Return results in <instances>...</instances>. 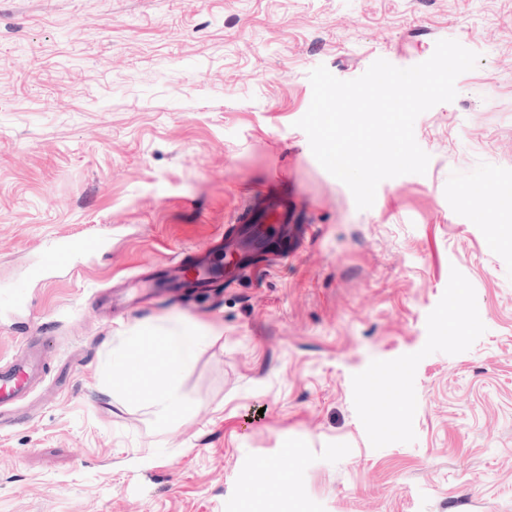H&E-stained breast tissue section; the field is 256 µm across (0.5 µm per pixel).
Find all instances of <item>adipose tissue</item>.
<instances>
[{
    "label": "adipose tissue",
    "mask_w": 512,
    "mask_h": 512,
    "mask_svg": "<svg viewBox=\"0 0 512 512\" xmlns=\"http://www.w3.org/2000/svg\"><path fill=\"white\" fill-rule=\"evenodd\" d=\"M209 343L208 336L188 327L162 336L136 329L126 348L113 353L104 387L121 397L127 396L130 387H138L141 408L161 425L176 423L189 409L182 392V373Z\"/></svg>",
    "instance_id": "ef3b65f1"
}]
</instances>
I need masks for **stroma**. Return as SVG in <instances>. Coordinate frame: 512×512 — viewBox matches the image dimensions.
Returning <instances> with one entry per match:
<instances>
[{
	"label": "stroma",
	"mask_w": 512,
	"mask_h": 512,
	"mask_svg": "<svg viewBox=\"0 0 512 512\" xmlns=\"http://www.w3.org/2000/svg\"><path fill=\"white\" fill-rule=\"evenodd\" d=\"M441 39L480 60L415 121L427 171L357 209L295 126L309 73L410 67ZM274 170L286 235L313 230L300 256L108 313L100 292L202 249ZM509 194L512 0H0V287L26 301L0 363L59 342L0 430V512H512ZM85 225L110 248L28 278ZM180 321L212 343L162 427L103 370L133 328ZM398 367L377 402L368 376ZM264 463L295 492L256 486Z\"/></svg>",
	"instance_id": "stroma-1"
}]
</instances>
